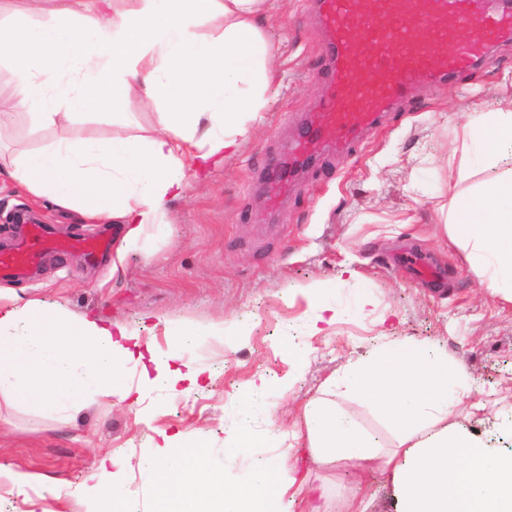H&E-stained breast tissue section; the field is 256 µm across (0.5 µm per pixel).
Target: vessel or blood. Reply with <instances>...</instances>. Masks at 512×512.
<instances>
[{
  "mask_svg": "<svg viewBox=\"0 0 512 512\" xmlns=\"http://www.w3.org/2000/svg\"><path fill=\"white\" fill-rule=\"evenodd\" d=\"M318 18L328 35L332 84L320 134L340 148L405 98L417 78L446 80L492 47L512 43V7L504 0H318ZM111 246L94 237L58 240L32 224L12 252L0 253V275H28L49 252L95 255Z\"/></svg>",
  "mask_w": 512,
  "mask_h": 512,
  "instance_id": "obj_1",
  "label": "vessel or blood"
}]
</instances>
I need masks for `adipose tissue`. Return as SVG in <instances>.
<instances>
[{
    "label": "adipose tissue",
    "instance_id": "adipose-tissue-1",
    "mask_svg": "<svg viewBox=\"0 0 512 512\" xmlns=\"http://www.w3.org/2000/svg\"><path fill=\"white\" fill-rule=\"evenodd\" d=\"M266 2L82 0L80 10L56 8L45 23L0 20V61L15 76L9 103L36 121L71 123L119 100L161 106L152 136L61 139L22 154L0 176L89 219L126 225V243H136L181 193L186 146L202 161H224L248 121L259 120L275 57L260 28ZM463 150L490 166L512 164V107L467 126ZM448 227L452 240L471 245L488 288L512 296V177L457 197ZM134 339L124 326L75 320L0 292V394L37 414L94 395L129 400ZM342 384L405 434L391 469L397 512H512V452L444 424L463 384L441 349L383 345L349 363ZM304 420L316 461L373 459V439L333 407L312 403ZM200 446L182 441L177 451L139 462L153 512H293L278 478L282 458L257 462L229 489Z\"/></svg>",
    "mask_w": 512,
    "mask_h": 512
}]
</instances>
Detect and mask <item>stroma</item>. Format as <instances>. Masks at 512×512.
I'll return each mask as SVG.
<instances>
[{
  "label": "stroma",
  "instance_id": "35a3bbf8",
  "mask_svg": "<svg viewBox=\"0 0 512 512\" xmlns=\"http://www.w3.org/2000/svg\"><path fill=\"white\" fill-rule=\"evenodd\" d=\"M262 32L276 51L262 121L251 123L232 158L200 174L186 163L183 190L167 201L162 230H146L128 248L119 224L111 256L93 261L74 249L46 256L30 279L0 277V289L21 300L125 326L139 336L143 354L142 368L131 374L141 390L133 406L96 397L65 414L36 415L0 395V465L41 478L23 496L0 482V512H100L98 485L112 478L101 460L156 456L177 435L203 440L228 487L256 461L288 452L303 480L295 512H305L310 500L320 512H396L380 464L399 450L402 435L339 378L348 363L399 339L437 343L461 367L467 389L449 423L492 450H512V301L487 289L469 247L454 242L445 224L454 195L506 173L475 166L463 174L451 156L465 126L512 105V44L445 82L418 79L396 110L349 148L321 152L274 206L263 188L266 170L320 108L329 62L316 0H269ZM160 110L146 101L128 114L117 106L62 126L19 109L0 124V163L62 138L147 136ZM22 214L63 235L91 236L102 228L1 184L4 250L16 245ZM404 252L437 278L401 267ZM325 307L333 320L313 331ZM223 323L238 325L241 338L210 337L179 352L170 342L175 328ZM183 362L211 381L174 397L166 371ZM318 400L373 436L379 464L314 461L303 411ZM244 428L250 446L225 465V444ZM58 485L70 495L56 496Z\"/></svg>",
  "mask_w": 512,
  "mask_h": 512
}]
</instances>
